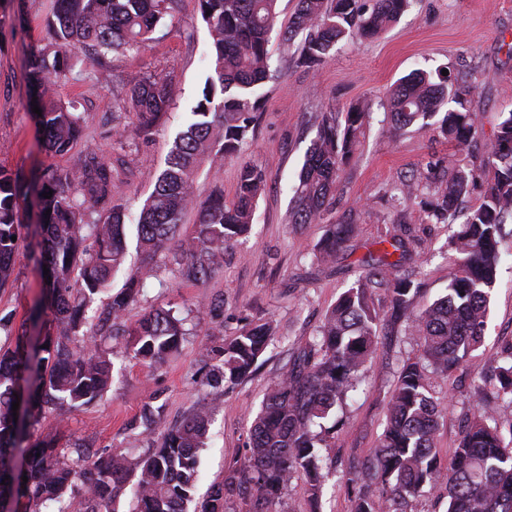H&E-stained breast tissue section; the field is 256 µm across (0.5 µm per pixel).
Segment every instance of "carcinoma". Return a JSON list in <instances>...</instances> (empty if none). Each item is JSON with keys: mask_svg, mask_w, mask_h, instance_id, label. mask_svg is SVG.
<instances>
[{"mask_svg": "<svg viewBox=\"0 0 512 512\" xmlns=\"http://www.w3.org/2000/svg\"><path fill=\"white\" fill-rule=\"evenodd\" d=\"M45 20L49 37L33 47L28 82L42 110L37 118L44 147L65 154L79 140L83 119L54 97L56 83L69 77L79 56L92 71L107 67L109 55L139 54L183 0H54ZM409 0H298V9L280 40L289 47L301 39L297 66L319 70L341 41L371 40L385 33ZM211 36V70L191 119L173 140L165 168L136 216L137 245L155 258L176 248L170 261L204 283L224 260V250L247 235L266 188L263 172L250 164L238 169L232 200L216 188L203 206L194 197V178L204 158L236 157L254 137L261 86L272 75L269 34L277 0H194ZM175 88L151 76L125 93L131 121L120 136L146 138L170 107ZM466 91L451 76L414 71L388 91L392 121L409 126L443 113L440 133L456 144L448 177L427 203L436 224L452 223L462 196L478 187L481 201L448 237L456 258L446 294L422 311L412 306L417 283L406 275L389 281V321L404 324L416 337L420 354L403 361L386 403V428L372 458L348 472L353 512H411L410 503L433 490H445L446 512H512V424L505 427L483 411L467 422L455 448L450 471L439 466L435 438L442 417L428 372L448 376L466 362L484 338L491 292L495 288L507 238H512V109L500 113L479 166L469 164L483 137L478 115L466 105ZM369 113L351 104L322 118L308 149L295 189L290 223L325 224V214L345 166L361 145ZM124 183L112 164L94 152L75 167L48 169L37 181L39 226L49 269L45 290L58 332L34 357L19 339L15 349L0 350V506L14 509L52 501L57 512H118L116 504L132 491L130 512H186L199 477V451L205 447L211 408L199 406L177 427L157 436L147 453L131 458L112 452L92 462L75 461L50 441L20 446L12 403L27 416L78 408L100 398L114 381L110 352L101 348L102 329L89 315L96 297L111 290L112 277L127 252ZM29 190L24 178L0 168V287L12 275L21 237L20 201ZM50 192L46 199L42 193ZM197 210L194 234L176 238L187 212ZM357 225L345 218L326 224L313 257L327 264L355 236ZM92 246L86 245V237ZM391 253L369 254L360 272L328 309L313 342L270 385L248 433L240 467L214 484L196 512H224L229 500L246 501L248 512H273L282 491L299 476L303 493L317 505L325 478L321 449L334 426L327 422L343 407L377 349L384 316L375 307L373 288L399 261ZM145 286L137 272L110 296L112 319L124 317ZM125 354L157 366L181 345L185 319L172 309H153L127 329ZM275 336L272 323L258 319L239 334L207 349L214 361L210 375L231 387L249 377ZM42 369L36 390L24 392L20 380ZM480 392L512 403V351L477 379ZM27 458L25 477L13 473L15 451Z\"/></svg>", "mask_w": 512, "mask_h": 512, "instance_id": "cac0c4a2", "label": "carcinoma"}]
</instances>
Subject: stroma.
I'll return each instance as SVG.
<instances>
[{"instance_id": "stroma-1", "label": "stroma", "mask_w": 512, "mask_h": 512, "mask_svg": "<svg viewBox=\"0 0 512 512\" xmlns=\"http://www.w3.org/2000/svg\"><path fill=\"white\" fill-rule=\"evenodd\" d=\"M297 0H278L276 29L269 49L278 69L265 84V99L256 114L253 140L237 158L204 160L195 177L198 201L214 188L232 199L241 164L261 169L266 190L248 237L234 242L224 262L206 283L187 278L181 267L168 265L148 278L142 294L123 319L113 321V335L102 343L115 352L123 375L105 395L77 409H64L27 423L29 443L51 440L68 458L96 457L113 449L144 454L153 440L148 429L173 428L202 404L216 406L206 448L199 457L197 497L221 482L244 458L248 431L272 381L291 356L306 347L325 312L357 277L358 262L377 252L379 239L398 234L415 241L403 272L420 288L414 307L423 310L448 286L452 257L447 225L429 220L418 199L400 191L414 178L422 193L434 186V165L453 157L436 118L427 126L395 128L386 113L389 89L414 70L463 71L473 86L469 105L478 113L485 134H492L499 112L512 108V0H412L400 20L381 38L339 44L336 56L318 72L297 67L278 30L287 25ZM52 0H0V167L30 176L46 168L73 167L93 151L115 167L125 181L124 203L136 214L152 192L176 134L184 129L201 91L211 41L193 0L167 18L154 42L140 55L114 57L109 78L87 76L76 67L58 84L57 97L86 117L81 140L68 154L56 156L40 145L31 115L27 60L30 49L46 36L44 20ZM24 9V20L15 17ZM173 84L178 96L169 112L145 140L119 138L117 95L122 85L143 75ZM352 103L368 105L370 122L359 149L345 167L332 216L352 211L359 235L341 250L335 263L312 262L324 233L320 224L294 228L289 222L291 185L324 115ZM39 235L25 222L9 281L0 287V341L25 337L36 343L53 329L52 315L32 311L43 297L39 272ZM171 308L187 319L189 334L181 348L156 367L124 358L121 333L146 311ZM272 320L275 338L258 369L232 388L209 377L205 349L215 334L233 336L254 318ZM512 348V243L506 244L497 285L492 293L483 346L452 377H432L447 413L437 434L436 452L449 469L467 416L483 402L473 377ZM418 350L415 337L399 331L381 337L366 377L353 392L324 454L332 462L321 498L322 512H352L346 475L356 461L373 455L385 427V402L403 359ZM154 402L151 421H144L145 402Z\"/></svg>"}]
</instances>
